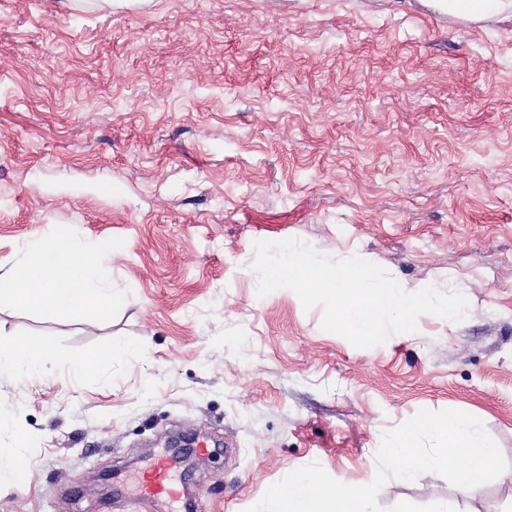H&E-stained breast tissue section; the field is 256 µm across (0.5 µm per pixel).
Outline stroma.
I'll return each mask as SVG.
<instances>
[{
	"instance_id": "obj_1",
	"label": "stroma",
	"mask_w": 512,
	"mask_h": 512,
	"mask_svg": "<svg viewBox=\"0 0 512 512\" xmlns=\"http://www.w3.org/2000/svg\"><path fill=\"white\" fill-rule=\"evenodd\" d=\"M55 236L119 243L108 314L0 304V340L50 342L0 376V448L28 447L0 512L134 502L178 433L208 436L195 512H246L291 470L376 474L419 410L480 418L509 463L476 492L393 479L400 502L512 512V18L422 0H0V269ZM357 256L458 291L460 323L371 349L291 290L257 295L258 240ZM130 344L78 373L80 356Z\"/></svg>"
}]
</instances>
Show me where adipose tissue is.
<instances>
[{"instance_id":"ef3b65f1","label":"adipose tissue","mask_w":512,"mask_h":512,"mask_svg":"<svg viewBox=\"0 0 512 512\" xmlns=\"http://www.w3.org/2000/svg\"><path fill=\"white\" fill-rule=\"evenodd\" d=\"M449 15L469 22L512 16V0H447ZM103 247L88 246L74 237H55L27 252L11 270L0 273V302L8 301L54 319L87 310L111 312L125 301L110 286L102 263ZM51 350L48 342L33 345L1 342L0 375L42 372Z\"/></svg>"}]
</instances>
